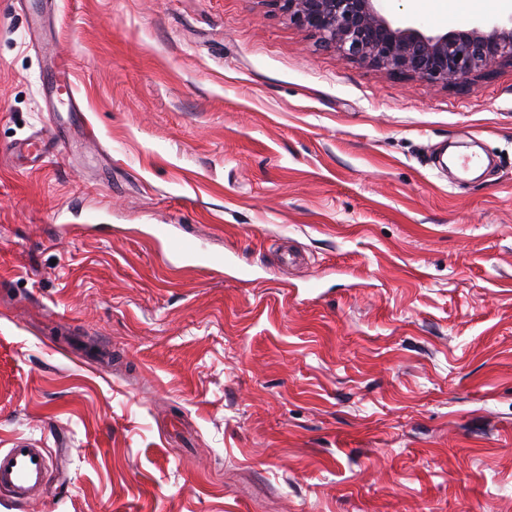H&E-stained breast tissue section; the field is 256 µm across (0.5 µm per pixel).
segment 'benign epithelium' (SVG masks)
Segmentation results:
<instances>
[{
  "label": "benign epithelium",
  "mask_w": 512,
  "mask_h": 512,
  "mask_svg": "<svg viewBox=\"0 0 512 512\" xmlns=\"http://www.w3.org/2000/svg\"><path fill=\"white\" fill-rule=\"evenodd\" d=\"M299 28L347 60L391 75L462 90L497 65H512V12L445 33L383 14L379 0H270Z\"/></svg>",
  "instance_id": "benign-epithelium-1"
}]
</instances>
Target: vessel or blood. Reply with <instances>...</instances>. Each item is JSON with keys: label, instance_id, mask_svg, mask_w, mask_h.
Masks as SVG:
<instances>
[{"label": "vessel or blood", "instance_id": "b4317fda", "mask_svg": "<svg viewBox=\"0 0 512 512\" xmlns=\"http://www.w3.org/2000/svg\"><path fill=\"white\" fill-rule=\"evenodd\" d=\"M76 86L65 69H57L54 80L46 91L51 106L74 105L77 101ZM50 142L36 134L17 143L13 155L42 158L49 152ZM149 240L165 256L169 265L181 270H205L222 274L224 260L203 252L190 237L179 233L172 224H156L148 233ZM50 459L44 449L26 444L0 450V494L23 503L40 490L49 477Z\"/></svg>", "mask_w": 512, "mask_h": 512}]
</instances>
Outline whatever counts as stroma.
Instances as JSON below:
<instances>
[{"label":"stroma","mask_w":512,"mask_h":512,"mask_svg":"<svg viewBox=\"0 0 512 512\" xmlns=\"http://www.w3.org/2000/svg\"><path fill=\"white\" fill-rule=\"evenodd\" d=\"M40 6L0 0V448L53 467L0 512H512V66L411 81L267 0ZM153 224L236 272L171 271ZM64 65H58V69L53 73L55 80L45 92L53 111L59 112V105L67 104L69 110L75 109L77 103L76 86L65 71ZM51 143L41 134H35L26 140L17 143L11 152L13 155H24L31 158H42L49 154Z\"/></svg>","instance_id":"stroma-1"}]
</instances>
